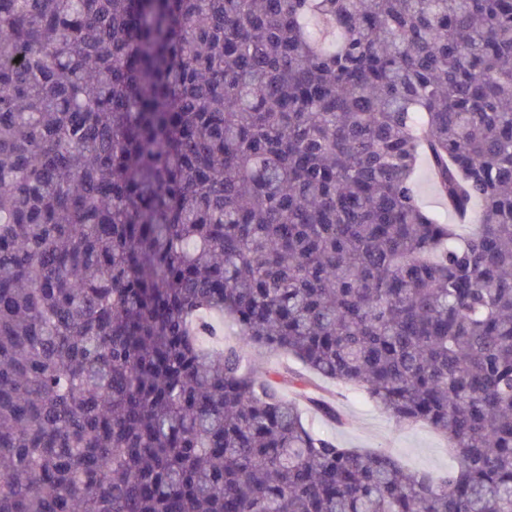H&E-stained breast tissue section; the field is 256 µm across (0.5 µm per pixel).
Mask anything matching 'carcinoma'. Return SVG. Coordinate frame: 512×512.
I'll return each mask as SVG.
<instances>
[{"instance_id": "obj_1", "label": "carcinoma", "mask_w": 512, "mask_h": 512, "mask_svg": "<svg viewBox=\"0 0 512 512\" xmlns=\"http://www.w3.org/2000/svg\"><path fill=\"white\" fill-rule=\"evenodd\" d=\"M0 512H512V0H0ZM417 180L420 187V197L422 203L429 209L437 212L444 220L452 221V216L448 214V206L437 195L429 178V164L425 156L422 157ZM245 364L249 365L259 376L264 377L268 372H278L277 380L281 384L282 392L288 397L299 388L292 383L294 373L301 370L300 365L289 359L264 349L248 350L245 353ZM289 369V371H288ZM317 394L336 408L340 423L308 412L309 422L348 448L380 449L413 470L442 473L453 465L456 449L444 436L426 425L399 426L359 393L336 382L310 376Z\"/></svg>"}]
</instances>
